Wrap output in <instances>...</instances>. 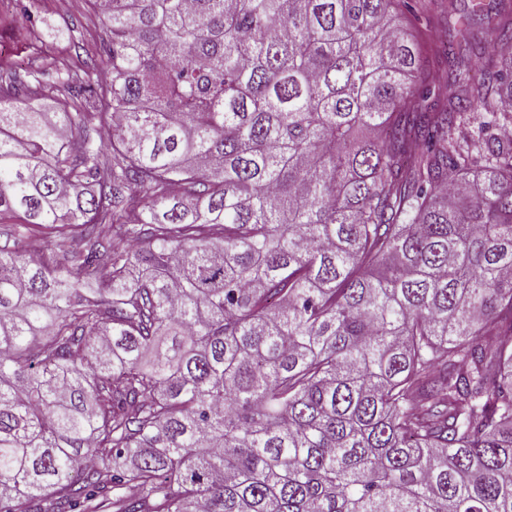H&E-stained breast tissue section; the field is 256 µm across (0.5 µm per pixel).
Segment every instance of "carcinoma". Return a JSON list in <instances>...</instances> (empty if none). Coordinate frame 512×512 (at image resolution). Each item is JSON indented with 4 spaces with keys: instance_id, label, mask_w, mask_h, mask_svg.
Returning <instances> with one entry per match:
<instances>
[{
    "instance_id": "1",
    "label": "carcinoma",
    "mask_w": 512,
    "mask_h": 512,
    "mask_svg": "<svg viewBox=\"0 0 512 512\" xmlns=\"http://www.w3.org/2000/svg\"><path fill=\"white\" fill-rule=\"evenodd\" d=\"M88 2L0 61V512H512V0ZM41 4L46 21L59 32L44 37L37 50L25 47L15 28L0 23V50L18 71L27 69L39 52L58 56L60 63H69L70 55L75 58L74 44L81 45L82 40L92 44L100 32V21L91 14L85 0H44ZM472 0H457L454 6V10L447 13H442L438 16L435 28L432 31V38L436 41L438 37L454 40L456 42L459 37L457 36L459 29V22L462 18H470L472 27L482 28L484 31L485 45L489 51L498 52L497 45L494 41V36L489 30L488 21L486 18V11L484 15L474 16L472 13Z\"/></svg>"
}]
</instances>
